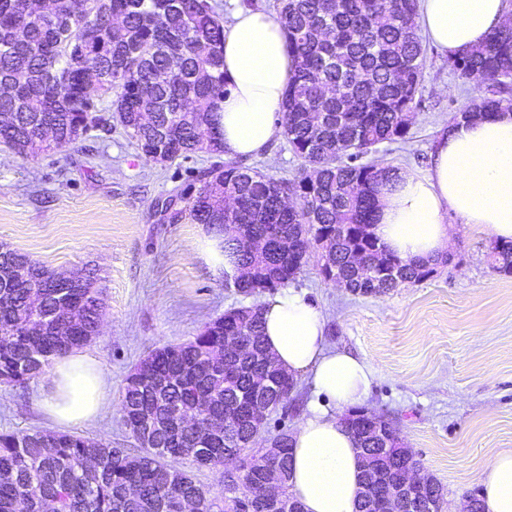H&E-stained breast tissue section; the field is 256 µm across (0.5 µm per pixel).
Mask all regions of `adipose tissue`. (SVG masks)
I'll use <instances>...</instances> for the list:
<instances>
[{
	"label": "adipose tissue",
	"instance_id": "ef3b65f1",
	"mask_svg": "<svg viewBox=\"0 0 512 512\" xmlns=\"http://www.w3.org/2000/svg\"><path fill=\"white\" fill-rule=\"evenodd\" d=\"M511 15L512 0H419L424 36L451 56L485 41ZM292 69L279 23L261 10H237L224 37L228 92L218 114L226 156L259 155L279 137L275 115L282 110ZM460 109L467 119L449 120L425 172L399 171L379 189L371 231L405 263L446 255L452 213L486 228L499 242H512V112L473 116L466 102ZM192 250L215 273L239 276L236 257L222 237L200 235ZM261 313L274 363L293 377L310 376L315 394L291 436L290 491L305 512H354L362 461L339 410L367 394L373 371L363 360L329 347L323 314L304 293L285 289ZM109 400L99 362L75 351L55 360L41 405L67 428L93 425ZM479 482L488 512H512V451L490 459Z\"/></svg>",
	"mask_w": 512,
	"mask_h": 512
}]
</instances>
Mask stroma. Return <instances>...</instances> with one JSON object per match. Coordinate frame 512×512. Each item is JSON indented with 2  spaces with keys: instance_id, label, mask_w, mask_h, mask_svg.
I'll return each mask as SVG.
<instances>
[{
  "instance_id": "obj_1",
  "label": "stroma",
  "mask_w": 512,
  "mask_h": 512,
  "mask_svg": "<svg viewBox=\"0 0 512 512\" xmlns=\"http://www.w3.org/2000/svg\"><path fill=\"white\" fill-rule=\"evenodd\" d=\"M425 56L408 139L380 144L378 162L426 170L460 101L477 94L475 82L449 69L446 55L429 45ZM99 115L77 143L55 151L22 157L0 145V243L55 271L95 270L106 312L84 352L100 362L112 398L81 433L133 449L120 411L126 376L153 348L193 339L246 299L191 254L207 227L191 219L188 205L200 188L199 170L217 156L148 161L107 104ZM248 163L277 178L300 170L282 138ZM448 221L454 261L422 282L355 296L322 278L314 249L290 286L320 307L330 347L370 364L374 377L362 408L394 421L456 512L480 494L487 462L512 450V276L489 266L494 238L486 229L453 214ZM48 385L45 375L0 385V432L52 430L39 406ZM312 397L309 379L298 378L287 405L269 414L263 438L292 431Z\"/></svg>"
}]
</instances>
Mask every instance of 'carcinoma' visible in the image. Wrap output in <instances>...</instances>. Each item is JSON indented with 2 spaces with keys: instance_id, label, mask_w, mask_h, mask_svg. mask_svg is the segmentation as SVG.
<instances>
[{
  "instance_id": "carcinoma-1",
  "label": "carcinoma",
  "mask_w": 512,
  "mask_h": 512,
  "mask_svg": "<svg viewBox=\"0 0 512 512\" xmlns=\"http://www.w3.org/2000/svg\"><path fill=\"white\" fill-rule=\"evenodd\" d=\"M54 14L35 11L28 0H0V143L28 157L65 147L99 120L97 104L112 97V119L148 159L164 161L198 151L223 153L217 112L226 94L224 17L212 0H93L76 11L56 0ZM124 18L114 31L108 14ZM277 21L295 61L279 125L303 172L277 179L228 160L200 174L189 205L192 220L224 232L248 276L234 287L244 296L284 288L302 270L309 250L328 242L335 251L344 288L356 295L385 293L434 272L410 265L378 246L374 224L376 188L397 173L392 166L363 161L375 146L409 134L424 80L425 49L416 34L417 0H276ZM89 30L98 32L90 45ZM208 47V52L199 47ZM448 67L476 82L473 112L512 110V20L479 46L448 59ZM491 268L512 274V244L495 243ZM24 270L21 281L0 288V384H22L45 374L53 359L89 343L97 334L105 300L94 273L60 296L53 270L0 245V281ZM80 307L71 324L67 307ZM245 336L251 351L239 358L224 350L225 338ZM224 351V368L202 366ZM261 315L233 308L205 324L193 340L147 354L150 368L130 372L121 387V411L140 450L114 448L103 440L69 432L0 433V512H170L172 501H191L198 512H228L241 488L260 481L263 457L251 448L253 428L231 424L216 439L183 428L179 441L146 431L141 411L155 400L158 379L174 377L157 416L164 420L208 395L211 413H235L246 398L276 410L284 404L280 371L264 367ZM282 449L284 487L275 512H300L290 492L288 433L271 438ZM369 450L363 482L379 493L400 481L402 448L355 439ZM189 460L192 469L177 466ZM238 471L237 484L219 492L202 485L194 470ZM139 495L128 494L130 484ZM428 488L433 512L447 505L444 487Z\"/></svg>"
}]
</instances>
